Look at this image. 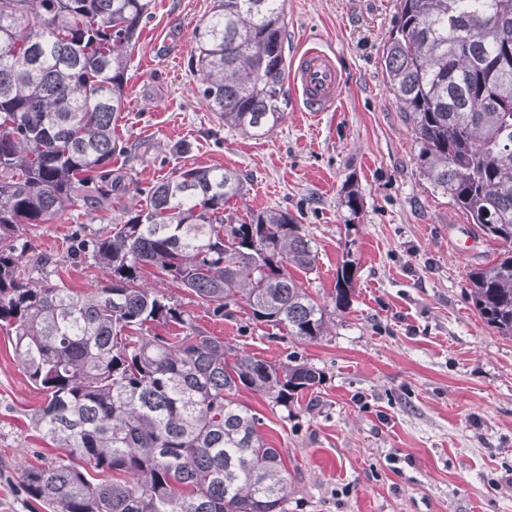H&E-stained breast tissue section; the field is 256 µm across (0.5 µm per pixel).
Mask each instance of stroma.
Wrapping results in <instances>:
<instances>
[{
	"label": "stroma",
	"mask_w": 512,
	"mask_h": 512,
	"mask_svg": "<svg viewBox=\"0 0 512 512\" xmlns=\"http://www.w3.org/2000/svg\"><path fill=\"white\" fill-rule=\"evenodd\" d=\"M213 4L151 0L127 50L111 207L76 204L67 221L25 225L22 241L53 256L52 280L83 290L106 274L68 257L76 236L144 205L178 168L237 170L244 189L230 205L239 218L287 211L311 238L318 267L300 280L327 310L326 336L301 343L237 305L217 317L176 283L147 282L232 349L320 370V384L285 406L239 393L285 460L288 512H512V340L478 317L468 284L493 247L416 165L411 120L383 64L399 0H285L287 57L322 47L343 92L334 110L311 116L284 85L286 115L262 136L225 126L200 91L191 50ZM350 186L363 200L354 220ZM347 253L355 288L340 308L336 269ZM42 401L0 331V512L34 508L21 473L52 452L32 426Z\"/></svg>",
	"instance_id": "obj_1"
}]
</instances>
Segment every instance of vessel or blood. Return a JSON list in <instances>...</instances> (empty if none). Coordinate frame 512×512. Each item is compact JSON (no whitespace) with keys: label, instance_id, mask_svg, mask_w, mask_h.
I'll return each instance as SVG.
<instances>
[{"label":"vessel or blood","instance_id":"1","mask_svg":"<svg viewBox=\"0 0 512 512\" xmlns=\"http://www.w3.org/2000/svg\"><path fill=\"white\" fill-rule=\"evenodd\" d=\"M290 80L309 112L332 110L340 96L341 73L334 59L315 46L292 60Z\"/></svg>","mask_w":512,"mask_h":512}]
</instances>
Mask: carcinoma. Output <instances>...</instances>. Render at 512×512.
I'll return each instance as SVG.
<instances>
[{
  "mask_svg": "<svg viewBox=\"0 0 512 512\" xmlns=\"http://www.w3.org/2000/svg\"><path fill=\"white\" fill-rule=\"evenodd\" d=\"M150 0H0V329L43 403L34 428L64 455L23 474L52 512H287L288 470L238 400L241 388L286 405L320 382L198 331L141 270L178 283L213 313L302 343L327 331L326 308L292 270L317 251L290 213L247 222L231 169L180 168L72 255L106 270L76 291L22 275L25 224L65 220L113 190L114 131L125 111L127 46ZM284 0H215L192 62L224 125L263 135L285 117ZM512 0H400L384 44L389 90L410 113L416 164L433 189L497 244L469 272L474 309L512 340ZM354 288L336 270V306ZM174 322L175 336L150 333ZM106 475L93 478L89 470Z\"/></svg>",
  "mask_w": 512,
  "mask_h": 512,
  "instance_id": "carcinoma-1",
  "label": "carcinoma"
}]
</instances>
